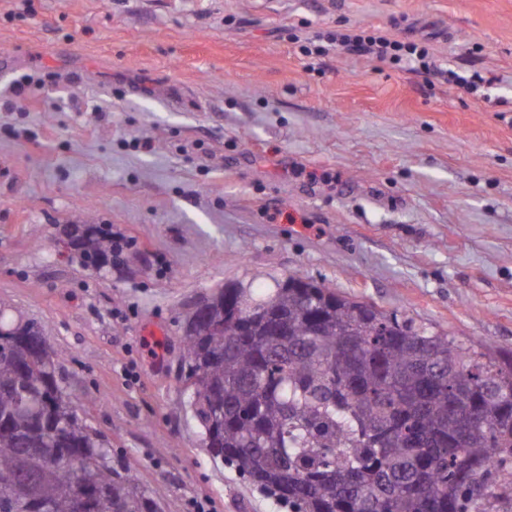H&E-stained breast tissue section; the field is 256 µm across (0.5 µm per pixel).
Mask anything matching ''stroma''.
Masks as SVG:
<instances>
[{
  "label": "stroma",
  "instance_id": "35a3bbf8",
  "mask_svg": "<svg viewBox=\"0 0 512 512\" xmlns=\"http://www.w3.org/2000/svg\"><path fill=\"white\" fill-rule=\"evenodd\" d=\"M362 29L492 83L291 41ZM77 217L127 262L62 253ZM290 275L512 351V0H0V306L160 512H287L208 455L179 357L204 298Z\"/></svg>",
  "mask_w": 512,
  "mask_h": 512
}]
</instances>
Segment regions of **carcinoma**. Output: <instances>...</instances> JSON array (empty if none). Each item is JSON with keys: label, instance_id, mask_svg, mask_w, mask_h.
<instances>
[{"label": "carcinoma", "instance_id": "1", "mask_svg": "<svg viewBox=\"0 0 512 512\" xmlns=\"http://www.w3.org/2000/svg\"><path fill=\"white\" fill-rule=\"evenodd\" d=\"M88 267L117 241L100 224ZM184 334L202 444L292 512H504L512 504V356L305 280L204 301ZM280 320L273 329L265 317ZM160 512L81 416L62 355L0 309V512Z\"/></svg>", "mask_w": 512, "mask_h": 512}]
</instances>
